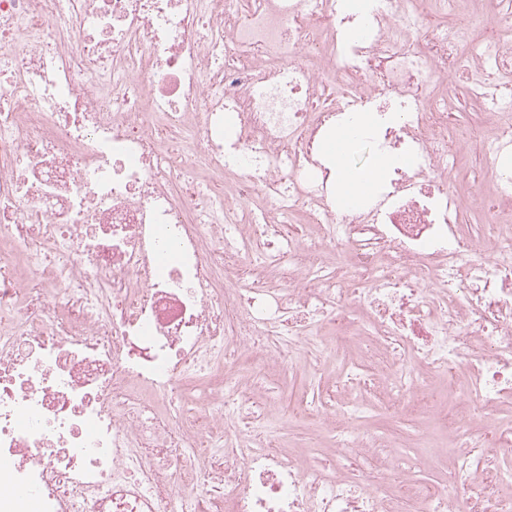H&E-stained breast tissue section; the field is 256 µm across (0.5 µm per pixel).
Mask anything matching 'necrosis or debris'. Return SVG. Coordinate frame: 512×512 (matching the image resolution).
<instances>
[{"label": "necrosis or debris", "mask_w": 512, "mask_h": 512, "mask_svg": "<svg viewBox=\"0 0 512 512\" xmlns=\"http://www.w3.org/2000/svg\"><path fill=\"white\" fill-rule=\"evenodd\" d=\"M440 2L0 0V512H512V0ZM368 114L396 163L350 209L327 142ZM323 351L319 459L260 382ZM375 388L447 448L394 456ZM489 155L485 147L470 145L461 169L450 178L452 185L461 186L470 196H482L489 187ZM276 426L282 439L287 440L291 444L300 445L306 442L308 431L301 423L297 421H282L281 417H273L270 419Z\"/></svg>", "instance_id": "necrosis-or-debris-1"}]
</instances>
